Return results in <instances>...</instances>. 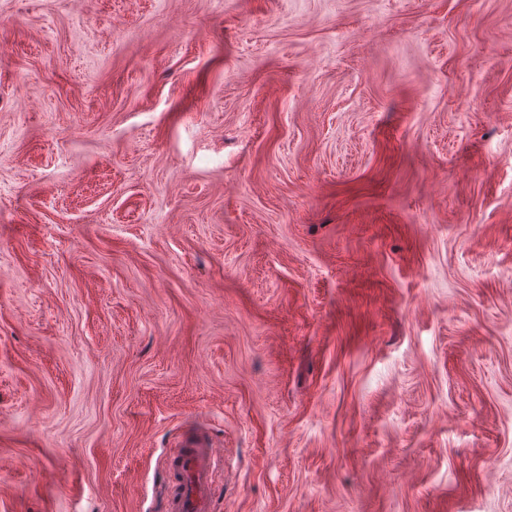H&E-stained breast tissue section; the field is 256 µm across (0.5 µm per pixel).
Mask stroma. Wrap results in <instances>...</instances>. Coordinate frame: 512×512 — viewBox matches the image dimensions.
Returning <instances> with one entry per match:
<instances>
[{"mask_svg": "<svg viewBox=\"0 0 512 512\" xmlns=\"http://www.w3.org/2000/svg\"><path fill=\"white\" fill-rule=\"evenodd\" d=\"M512 512V0H0V512ZM167 458L166 512H212L216 472L224 450L201 432L188 430Z\"/></svg>", "mask_w": 512, "mask_h": 512, "instance_id": "obj_1", "label": "stroma"}]
</instances>
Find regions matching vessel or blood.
<instances>
[{"instance_id":"1","label":"vessel or blood","mask_w":512,"mask_h":512,"mask_svg":"<svg viewBox=\"0 0 512 512\" xmlns=\"http://www.w3.org/2000/svg\"><path fill=\"white\" fill-rule=\"evenodd\" d=\"M224 458L201 432L186 431L167 458L165 512H212L216 472Z\"/></svg>"}]
</instances>
